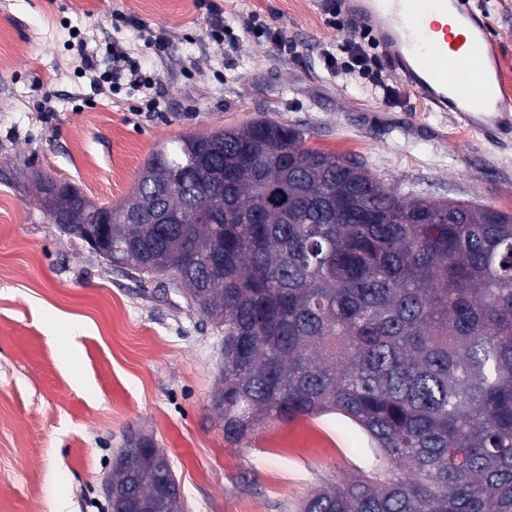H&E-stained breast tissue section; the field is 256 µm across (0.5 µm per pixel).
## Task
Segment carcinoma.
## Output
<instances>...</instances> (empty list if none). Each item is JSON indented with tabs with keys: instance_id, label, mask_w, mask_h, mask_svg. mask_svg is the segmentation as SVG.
<instances>
[{
	"instance_id": "obj_1",
	"label": "carcinoma",
	"mask_w": 512,
	"mask_h": 512,
	"mask_svg": "<svg viewBox=\"0 0 512 512\" xmlns=\"http://www.w3.org/2000/svg\"><path fill=\"white\" fill-rule=\"evenodd\" d=\"M258 119L158 146L112 243L95 253L224 328L212 406L224 440L262 423L336 413L373 443L361 475L299 512H512V214L404 196L367 164ZM70 212L76 185L40 178ZM183 217L156 224L151 212ZM224 247V276L206 260ZM191 268L172 266L186 250ZM112 465V512H183L169 460L132 435Z\"/></svg>"
}]
</instances>
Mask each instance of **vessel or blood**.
<instances>
[{"label":"vessel or blood","instance_id":"b4317fda","mask_svg":"<svg viewBox=\"0 0 512 512\" xmlns=\"http://www.w3.org/2000/svg\"><path fill=\"white\" fill-rule=\"evenodd\" d=\"M396 67L443 111L482 134H512V101L500 89L485 16L467 0H349Z\"/></svg>","mask_w":512,"mask_h":512}]
</instances>
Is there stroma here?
I'll list each match as a JSON object with an SVG mask.
<instances>
[{
	"label": "stroma",
	"mask_w": 512,
	"mask_h": 512,
	"mask_svg": "<svg viewBox=\"0 0 512 512\" xmlns=\"http://www.w3.org/2000/svg\"><path fill=\"white\" fill-rule=\"evenodd\" d=\"M512 93V0H479ZM225 38L197 0H0V512H110L101 483L130 434L168 457L186 512H298L311 490L369 466L367 437L332 414L270 420L232 445L210 401L223 330L52 224L36 180L117 204L160 144L268 117L308 146L365 159L394 192L512 213V137L470 130L421 99L375 47L386 90L337 74L326 50L373 41L344 0H223ZM295 56L258 38L254 16ZM161 33L157 55L124 25ZM119 42L156 75L141 93L93 82Z\"/></svg>",
	"instance_id": "35a3bbf8"
}]
</instances>
